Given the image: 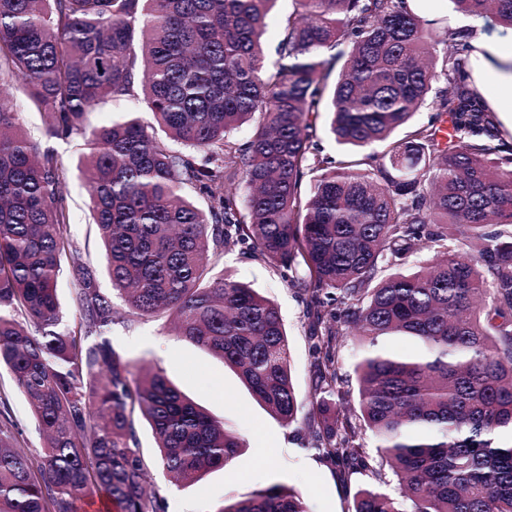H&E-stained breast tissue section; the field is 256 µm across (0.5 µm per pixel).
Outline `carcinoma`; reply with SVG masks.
Returning a JSON list of instances; mask_svg holds the SVG:
<instances>
[{
    "label": "carcinoma",
    "instance_id": "1",
    "mask_svg": "<svg viewBox=\"0 0 512 512\" xmlns=\"http://www.w3.org/2000/svg\"><path fill=\"white\" fill-rule=\"evenodd\" d=\"M276 2L0 0V82L21 83L56 139L142 91L155 124L124 116L89 132L81 165L112 291L139 318L168 314L287 426L299 405L278 306L214 269L242 244L295 274L314 319L304 449L363 465L367 428L399 486L397 498L359 490L354 512H512V147L470 82L469 33L439 56L442 28L418 0H294L268 69ZM451 3L512 29V0ZM325 105L338 144L381 143L387 162L322 154L312 117ZM424 106L431 119L392 138ZM247 123L246 141L232 139ZM17 125L0 94V368L44 444L31 457L17 424H0V512H82L96 495L115 512H165L145 487L140 420L182 484L244 443L114 348L112 298L64 232L66 171L54 150L7 134ZM431 249L433 265L381 276ZM66 270L72 326L57 296ZM342 323L361 343L355 412L336 367ZM218 512L307 509L275 484Z\"/></svg>",
    "mask_w": 512,
    "mask_h": 512
}]
</instances>
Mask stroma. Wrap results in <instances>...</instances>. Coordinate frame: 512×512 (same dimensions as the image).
<instances>
[{
  "label": "stroma",
  "mask_w": 512,
  "mask_h": 512,
  "mask_svg": "<svg viewBox=\"0 0 512 512\" xmlns=\"http://www.w3.org/2000/svg\"><path fill=\"white\" fill-rule=\"evenodd\" d=\"M19 114L23 130L40 145L52 146L67 171L64 191L68 196L71 221L65 234L97 271V284L111 292L101 241L86 204L78 166L90 152L87 136L66 140L50 139L41 113L18 83L6 85ZM217 268L273 301L279 308L288 335L294 387L298 396V422L285 426L261 408L236 374L222 361L183 337L175 335L167 317L145 318L126 326L116 324L112 342L131 362L134 371L149 367L163 369L168 379L212 416L224 420L238 432L246 446L226 467L206 474L197 484L181 487L162 469L148 472V482L167 503V512H218L224 502L249 496L280 484L307 495L308 512H353L359 489L371 488L396 494L397 484L388 465L377 452L378 439L362 430L359 442L364 466L355 471L319 459L301 444L312 411L308 398L313 368L309 320L301 291L292 284V273L274 268L235 245L221 254ZM11 393V414L20 430V441L30 456H37L43 441L36 429L25 398L14 392L7 369H0V390Z\"/></svg>",
  "instance_id": "35a3bbf8"
}]
</instances>
